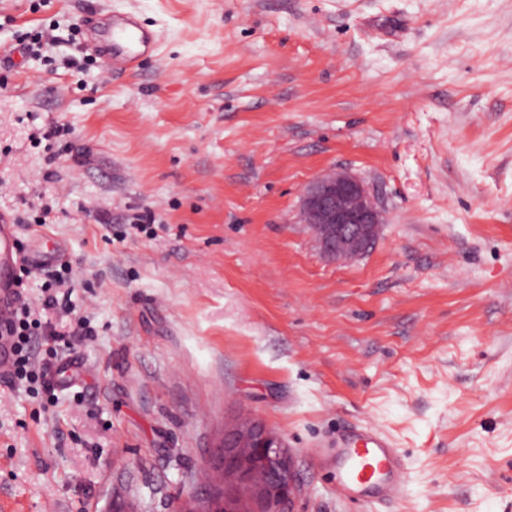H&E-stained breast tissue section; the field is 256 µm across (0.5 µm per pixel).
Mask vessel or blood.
<instances>
[{
	"label": "vessel or blood",
	"instance_id": "1",
	"mask_svg": "<svg viewBox=\"0 0 512 512\" xmlns=\"http://www.w3.org/2000/svg\"><path fill=\"white\" fill-rule=\"evenodd\" d=\"M99 58L105 77L137 68L143 57L152 55L156 34L143 27L131 13L115 14L97 28ZM28 257L20 251L15 227L0 218V378L11 369L9 340L3 332L14 316L16 278ZM332 477L336 492L355 498L367 492L381 504L391 502L406 480V465L393 442L377 427L356 422L336 444Z\"/></svg>",
	"mask_w": 512,
	"mask_h": 512
}]
</instances>
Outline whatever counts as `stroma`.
I'll list each match as a JSON object with an SVG mask.
<instances>
[{
	"instance_id": "obj_1",
	"label": "stroma",
	"mask_w": 512,
	"mask_h": 512,
	"mask_svg": "<svg viewBox=\"0 0 512 512\" xmlns=\"http://www.w3.org/2000/svg\"><path fill=\"white\" fill-rule=\"evenodd\" d=\"M94 12L157 34L139 71ZM332 169L384 210L349 260L298 220ZM1 213L96 335L53 406L0 379V512H179L242 417L289 512H380L316 456L353 421L405 457L389 512H512V0H0ZM101 70L106 78L137 68L155 50L157 35L143 27L133 13L114 14L95 27Z\"/></svg>"
}]
</instances>
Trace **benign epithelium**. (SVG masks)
<instances>
[{
	"label": "benign epithelium",
	"instance_id": "benign-epithelium-1",
	"mask_svg": "<svg viewBox=\"0 0 512 512\" xmlns=\"http://www.w3.org/2000/svg\"><path fill=\"white\" fill-rule=\"evenodd\" d=\"M302 223L315 234L322 253L344 259L365 253L374 243L382 214L368 187L347 171L317 177L304 191ZM217 474L232 492L205 501L189 500L181 512H285L295 490L292 457L283 438L263 422L245 418L224 428Z\"/></svg>",
	"mask_w": 512,
	"mask_h": 512
}]
</instances>
